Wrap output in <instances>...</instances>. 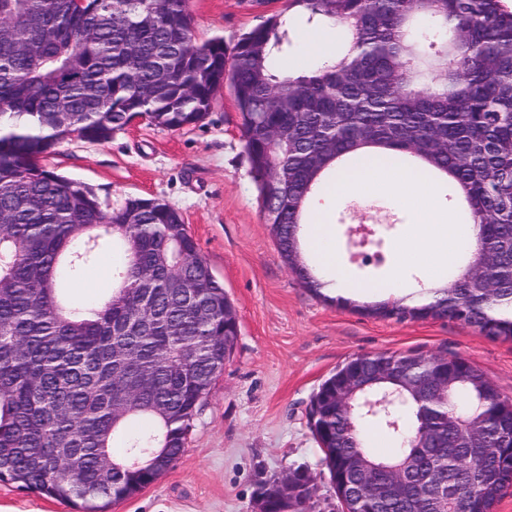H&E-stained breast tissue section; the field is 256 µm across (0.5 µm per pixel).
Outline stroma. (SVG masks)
I'll list each match as a JSON object with an SVG mask.
<instances>
[{"label":"stroma","instance_id":"1","mask_svg":"<svg viewBox=\"0 0 512 512\" xmlns=\"http://www.w3.org/2000/svg\"><path fill=\"white\" fill-rule=\"evenodd\" d=\"M196 42L234 44L288 0H188ZM112 206L163 200L179 211L234 306L239 335L197 415L182 456L138 495L109 512H257L261 479L303 466L314 477L312 512H340L308 423L320 384L348 359L376 352L460 355L512 396V341L448 319H381L308 291L281 258L261 211L230 88L217 91L198 124L167 130L139 118L104 143L77 138L47 160ZM326 223L350 280L370 282L359 301H383L398 243L412 222L392 197L324 196ZM0 512H73L0 483Z\"/></svg>","mask_w":512,"mask_h":512}]
</instances>
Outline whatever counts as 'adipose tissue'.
Instances as JSON below:
<instances>
[{"label":"adipose tissue","instance_id":"adipose-tissue-1","mask_svg":"<svg viewBox=\"0 0 512 512\" xmlns=\"http://www.w3.org/2000/svg\"><path fill=\"white\" fill-rule=\"evenodd\" d=\"M336 195L379 192L397 197L415 216L408 239L397 248L396 267H424L429 279L441 280L456 254L471 242V229L455 224L454 217L436 200L430 183L394 162H384L357 170L352 176L336 182ZM397 274L384 283L385 288L400 287Z\"/></svg>","mask_w":512,"mask_h":512}]
</instances>
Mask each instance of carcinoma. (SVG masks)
<instances>
[{
    "mask_svg": "<svg viewBox=\"0 0 512 512\" xmlns=\"http://www.w3.org/2000/svg\"><path fill=\"white\" fill-rule=\"evenodd\" d=\"M295 20L348 31L344 49L296 75L274 65L290 43L271 15L229 46L197 45L187 0H0V482L78 509L107 512L185 451L196 415L224 361V337L239 326L180 213L157 199L111 207L95 190L45 165L72 137L104 142L136 115L180 129L205 119L217 90L233 92L244 149L266 223L281 257L316 292L326 273L303 257L313 199L352 167L387 159L451 179L474 230L470 263L416 305L379 301L342 307L398 320H455L491 339L512 340V8L505 0H289ZM71 127L58 122L61 102ZM112 252V293L78 303L88 269ZM406 361L415 374L435 356L376 353L351 358L313 395L310 428L336 478L353 456L388 468L419 455L415 477L378 512H428L420 486L437 475L469 512H492L512 488V398L463 356L448 357L450 389L470 399L482 445L475 459L455 443L457 427L411 395L390 414L364 402L400 386L369 378L354 412L336 409V378ZM376 424L399 443L368 449ZM420 433L436 446L412 447ZM448 458V465L440 464ZM299 492L272 496L268 512H308Z\"/></svg>",
    "mask_w": 512,
    "mask_h": 512,
    "instance_id": "cac0c4a2",
    "label": "carcinoma"
}]
</instances>
